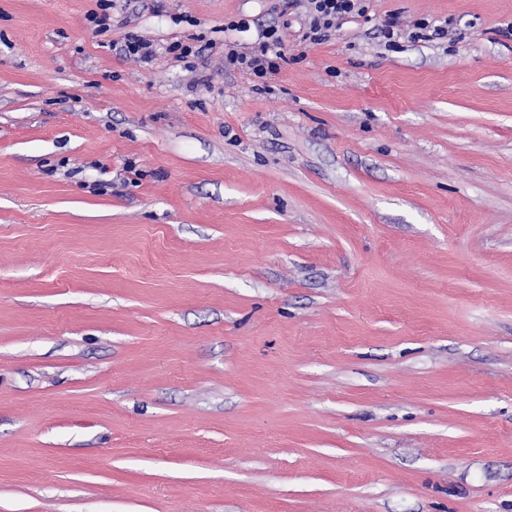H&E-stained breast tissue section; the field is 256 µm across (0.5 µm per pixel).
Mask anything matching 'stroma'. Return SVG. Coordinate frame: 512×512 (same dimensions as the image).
<instances>
[{
    "instance_id": "obj_1",
    "label": "stroma",
    "mask_w": 512,
    "mask_h": 512,
    "mask_svg": "<svg viewBox=\"0 0 512 512\" xmlns=\"http://www.w3.org/2000/svg\"><path fill=\"white\" fill-rule=\"evenodd\" d=\"M368 6L0 0V512H512V0ZM305 24L301 42L320 44L326 33L335 29L345 17H367V0H306ZM260 35V41L248 52H239L234 45L225 44V50L229 47L227 52L224 50V59L228 69L242 71L254 81L261 82L263 86L259 88L263 89L267 86L265 81L280 71L287 58L276 26L263 29ZM112 48L119 49V53L126 57L133 56L144 61H151L156 56V49L151 42L130 33L126 34L122 41H113Z\"/></svg>"
}]
</instances>
